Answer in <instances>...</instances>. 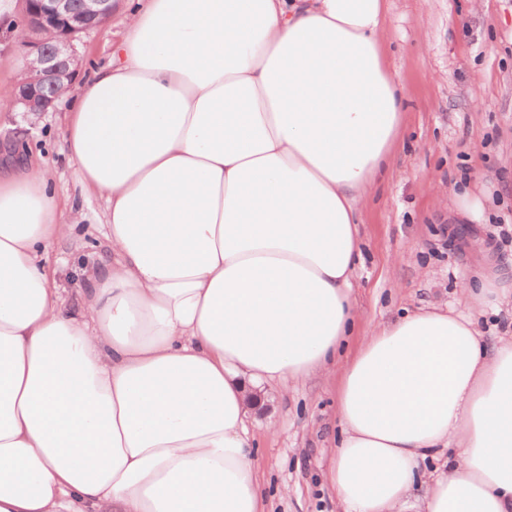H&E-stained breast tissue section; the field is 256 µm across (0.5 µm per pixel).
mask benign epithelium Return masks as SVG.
Here are the masks:
<instances>
[{"instance_id":"benign-epithelium-1","label":"benign epithelium","mask_w":512,"mask_h":512,"mask_svg":"<svg viewBox=\"0 0 512 512\" xmlns=\"http://www.w3.org/2000/svg\"><path fill=\"white\" fill-rule=\"evenodd\" d=\"M24 45L34 59L15 86L14 103L27 114L53 112L58 91L76 89L77 42L112 16L113 0H20Z\"/></svg>"}]
</instances>
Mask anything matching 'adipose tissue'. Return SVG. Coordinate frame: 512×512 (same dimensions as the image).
<instances>
[{
  "label": "adipose tissue",
  "instance_id": "ef3b65f1",
  "mask_svg": "<svg viewBox=\"0 0 512 512\" xmlns=\"http://www.w3.org/2000/svg\"><path fill=\"white\" fill-rule=\"evenodd\" d=\"M388 0H123L65 152L106 256L65 303L75 207L0 163V512H265L249 388L328 369L357 317L358 203L407 109ZM512 266L372 331L345 365L343 512H512ZM447 453L427 474V457Z\"/></svg>",
  "mask_w": 512,
  "mask_h": 512
}]
</instances>
